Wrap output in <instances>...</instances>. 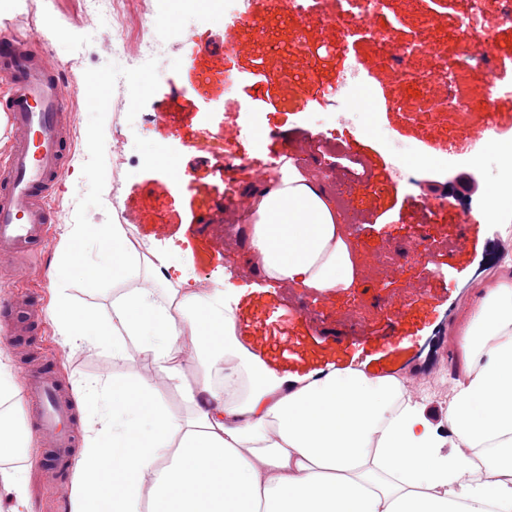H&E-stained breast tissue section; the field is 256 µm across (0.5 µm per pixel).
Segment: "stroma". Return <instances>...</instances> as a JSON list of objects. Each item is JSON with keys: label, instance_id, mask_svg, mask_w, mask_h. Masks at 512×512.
<instances>
[{"label": "stroma", "instance_id": "35a3bbf8", "mask_svg": "<svg viewBox=\"0 0 512 512\" xmlns=\"http://www.w3.org/2000/svg\"><path fill=\"white\" fill-rule=\"evenodd\" d=\"M22 2L0 11V37L24 38L29 27H38L41 47L55 65L77 46L83 69L67 76L62 88L70 99L74 148L60 189L48 200L53 221L47 247L22 260L0 257V305L28 290L39 296L41 316L26 335L13 336L0 314V352L19 378L31 360L57 365L73 394L69 427L80 448L98 404L93 394L75 395L79 383L108 388L132 381L156 388L174 414H185L187 405L149 358L134 354L116 361L99 347L66 346L58 334L57 247L68 241L76 199L87 190L81 174L87 159L84 71L101 62L83 0H42L34 21L31 0ZM249 6L253 25L226 28L166 7L157 26L166 48L158 91L134 121L113 105L105 121L107 146L122 147L138 164L124 178L107 177L102 207L88 212L97 226L106 207H118L129 236L143 249L139 269L106 291L72 287L68 293L111 313L113 301L128 289L176 282V271L163 279L148 262L150 252L166 251L191 274L194 288L228 283L237 289L238 336L271 367L304 374L352 366L433 385L440 372L461 368L456 339L479 287L494 284L512 265V203L502 202L500 223L462 222V214L481 210L486 198L481 188L468 192L453 182L467 172L481 187L493 183L494 158L477 165L467 152L445 151L459 116L427 109L410 117L409 90L379 64L370 41L344 39L335 25L280 11L274 0H249ZM497 10L496 0H487L477 39L501 63L512 59V29L500 26ZM389 12L400 18L403 39L416 34L432 42L459 21L456 0L438 11L428 0H390ZM228 32L239 52L228 50ZM300 43L308 54L297 51ZM352 58L361 63L367 87L362 114L353 113L349 96L332 95ZM228 68L238 76L231 92L224 88ZM322 132L332 133L340 153L315 150ZM280 152L361 210L357 223L349 212L341 214L355 245L358 277L351 287L326 297L280 287L251 270L244 244L225 240V226L250 224L241 193L255 177L277 176ZM226 154L237 157L235 167L225 168ZM18 474L33 512H69L75 468L52 481L37 464L19 466Z\"/></svg>", "mask_w": 512, "mask_h": 512}]
</instances>
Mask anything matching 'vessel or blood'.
<instances>
[{"label": "vessel or blood", "instance_id": "vessel-or-blood-1", "mask_svg": "<svg viewBox=\"0 0 512 512\" xmlns=\"http://www.w3.org/2000/svg\"><path fill=\"white\" fill-rule=\"evenodd\" d=\"M0 76L11 87L0 102L11 125L8 160L0 165V252L23 254L45 240L49 213L43 201L67 159L69 137L61 123L67 101L54 66L31 43L0 40ZM23 391L36 406V430L48 441L43 469H63L74 446L66 427L70 398L46 366L25 374Z\"/></svg>", "mask_w": 512, "mask_h": 512}]
</instances>
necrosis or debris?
Wrapping results in <instances>:
<instances>
[{
	"mask_svg": "<svg viewBox=\"0 0 512 512\" xmlns=\"http://www.w3.org/2000/svg\"><path fill=\"white\" fill-rule=\"evenodd\" d=\"M458 2L460 22L452 36L459 43L460 52L452 58L448 57L443 43L428 44L417 37L398 39L395 25L384 20L387 0H336V11L331 19L345 26L347 36L364 32L375 45L381 64L392 72L395 81L414 85L418 91L413 99L415 110L443 107L464 117L486 111L488 107L487 100L472 96L474 83H483L489 97H512V82L503 83L493 57L473 46L485 0ZM85 11L100 58L121 56L132 62L157 51L158 46L154 43L142 42L132 49L117 39L115 30L125 23L120 0H85ZM423 58L436 62V69L417 70L415 64Z\"/></svg>",
	"mask_w": 512,
	"mask_h": 512,
	"instance_id": "4bbe7bcc",
	"label": "necrosis or debris"
}]
</instances>
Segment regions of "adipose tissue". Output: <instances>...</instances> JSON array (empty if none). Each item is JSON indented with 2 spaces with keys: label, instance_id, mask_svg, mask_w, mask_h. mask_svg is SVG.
Returning a JSON list of instances; mask_svg holds the SVG:
<instances>
[{
  "label": "adipose tissue",
  "instance_id": "ef3b65f1",
  "mask_svg": "<svg viewBox=\"0 0 512 512\" xmlns=\"http://www.w3.org/2000/svg\"><path fill=\"white\" fill-rule=\"evenodd\" d=\"M249 261L285 288L329 294L356 278L352 248L326 187L292 165L244 193ZM230 288H134L112 304V357L135 348L180 385L185 415L149 386L113 384L99 429L80 449L71 512H512V276L468 309L464 371L445 419L431 416L394 375L333 366L285 374L237 336ZM201 371L184 383L182 336ZM490 448L475 467L470 456ZM149 476L147 494L129 487Z\"/></svg>",
  "mask_w": 512,
  "mask_h": 512
}]
</instances>
